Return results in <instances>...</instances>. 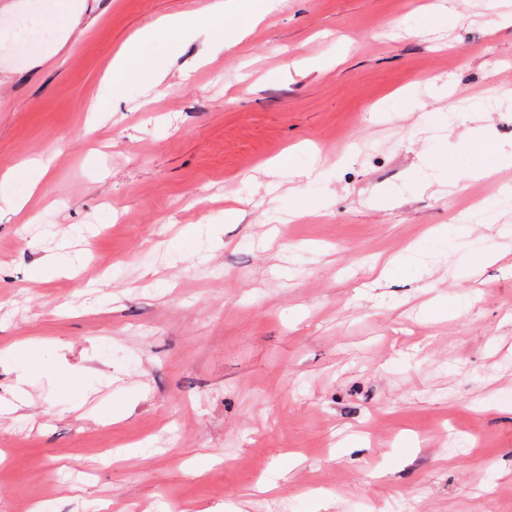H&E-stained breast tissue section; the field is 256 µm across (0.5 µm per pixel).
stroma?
<instances>
[{"mask_svg": "<svg viewBox=\"0 0 512 512\" xmlns=\"http://www.w3.org/2000/svg\"><path fill=\"white\" fill-rule=\"evenodd\" d=\"M208 2L74 0L60 32L0 0V173L52 159L0 217V512H512V166L467 175L477 135L512 151V0H454L435 40L437 0L195 24L88 114L127 41ZM289 148L325 175L267 193ZM457 224L496 253L474 274L376 272Z\"/></svg>", "mask_w": 512, "mask_h": 512, "instance_id": "35a3bbf8", "label": "stroma"}]
</instances>
